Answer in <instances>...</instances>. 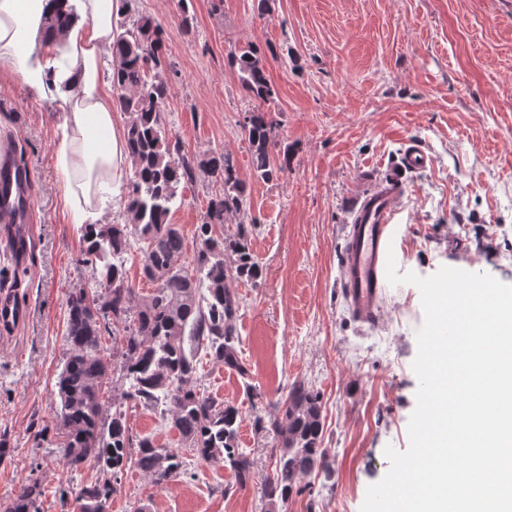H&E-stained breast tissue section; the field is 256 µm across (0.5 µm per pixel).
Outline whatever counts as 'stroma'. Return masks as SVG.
Returning <instances> with one entry per match:
<instances>
[{
    "label": "stroma",
    "instance_id": "obj_1",
    "mask_svg": "<svg viewBox=\"0 0 512 512\" xmlns=\"http://www.w3.org/2000/svg\"><path fill=\"white\" fill-rule=\"evenodd\" d=\"M136 5L165 33L172 140L190 157L232 153L247 183L263 276L237 286L238 352L249 379L197 357L202 391L242 412L250 482L239 486L229 468L184 450L186 475L161 488L129 471L109 512H265L279 439L254 419L300 381L320 394L331 468L299 480L288 512H360L368 487L389 469L386 447L409 445L424 312L415 285L388 284L376 318L358 319L344 291L347 226L405 148L419 145L430 163L405 175L392 221L398 273L427 277L446 266L512 284V0H274L263 17L255 0ZM248 43L265 56L275 90L267 108L288 149L287 171L269 182L253 171L241 122L254 101L228 59ZM1 141L25 151L33 219L24 262L0 240V291L28 312L0 337V431L11 448L0 459V502L36 477L42 512H79L78 490L98 472L89 464L69 470L52 431L66 298L90 273L58 199L52 105L0 83ZM215 191L198 178L172 211L186 263ZM124 408L133 434L181 448L158 413L129 400Z\"/></svg>",
    "mask_w": 512,
    "mask_h": 512
}]
</instances>
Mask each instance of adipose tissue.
Instances as JSON below:
<instances>
[{
	"instance_id": "adipose-tissue-1",
	"label": "adipose tissue",
	"mask_w": 512,
	"mask_h": 512,
	"mask_svg": "<svg viewBox=\"0 0 512 512\" xmlns=\"http://www.w3.org/2000/svg\"><path fill=\"white\" fill-rule=\"evenodd\" d=\"M123 0H0V78L55 103L60 203L77 227L101 223L131 164L103 78ZM70 14L62 33L44 21Z\"/></svg>"
}]
</instances>
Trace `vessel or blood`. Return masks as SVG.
Masks as SVG:
<instances>
[{
  "instance_id": "b4317fda",
  "label": "vessel or blood",
  "mask_w": 512,
  "mask_h": 512,
  "mask_svg": "<svg viewBox=\"0 0 512 512\" xmlns=\"http://www.w3.org/2000/svg\"><path fill=\"white\" fill-rule=\"evenodd\" d=\"M428 155L417 146L403 153L399 167L391 169L384 187L359 203L344 259L346 296L357 316L371 321L378 308L383 271L390 246L392 222L403 186L402 173L428 166ZM32 205L28 181L13 161L10 144L0 145V222L11 228L14 241L27 237ZM22 305L8 292L0 294V331L7 333L22 323Z\"/></svg>"
}]
</instances>
